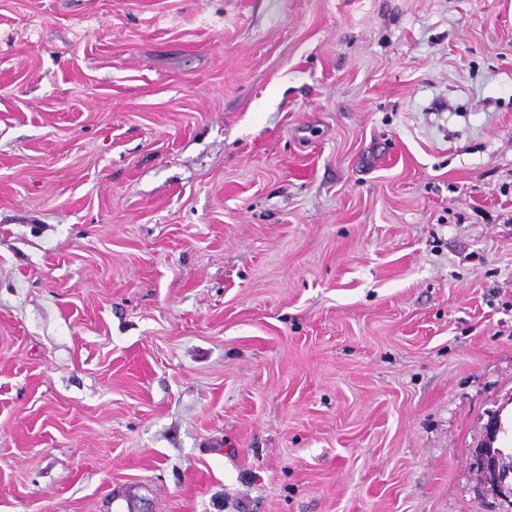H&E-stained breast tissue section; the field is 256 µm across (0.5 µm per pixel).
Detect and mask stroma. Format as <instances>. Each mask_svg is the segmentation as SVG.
Here are the masks:
<instances>
[{"label":"stroma","mask_w":512,"mask_h":512,"mask_svg":"<svg viewBox=\"0 0 512 512\" xmlns=\"http://www.w3.org/2000/svg\"><path fill=\"white\" fill-rule=\"evenodd\" d=\"M512 0H0V512H512Z\"/></svg>","instance_id":"1"}]
</instances>
